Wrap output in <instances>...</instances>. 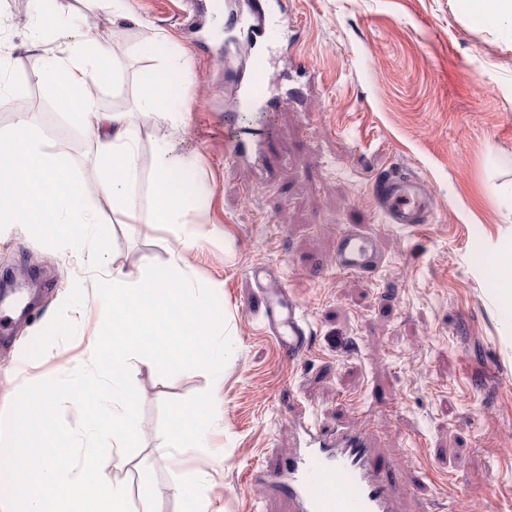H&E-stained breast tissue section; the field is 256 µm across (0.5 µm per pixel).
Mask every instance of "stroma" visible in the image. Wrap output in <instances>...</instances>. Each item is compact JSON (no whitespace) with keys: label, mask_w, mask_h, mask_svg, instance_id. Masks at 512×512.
I'll list each match as a JSON object with an SVG mask.
<instances>
[{"label":"stroma","mask_w":512,"mask_h":512,"mask_svg":"<svg viewBox=\"0 0 512 512\" xmlns=\"http://www.w3.org/2000/svg\"><path fill=\"white\" fill-rule=\"evenodd\" d=\"M61 2V30L95 20L119 66L114 81L93 88L103 107L132 108L160 67L179 88L173 103L184 123L139 124L141 207L161 139H181L197 156L205 194L184 225L106 222L51 237L0 224V278L36 282L38 292L33 314L8 320L11 339L0 343V415L24 385L89 364L104 306L83 262L88 248L104 247L109 266L124 269L178 255L225 315L224 418L207 431L210 454L162 463V403L208 390L211 377L165 379L132 365L141 444L103 468L127 486L135 512H183L176 487L196 469L206 473L211 512H288L287 499L249 473L281 468L299 448V404L334 429L370 424L402 487L399 512H446L452 498L473 512H512V329L486 271L512 241V33L476 25L461 0H287L288 33L270 68L277 100L250 125L263 149L233 164L225 126L242 120L220 63L223 34L190 50L181 0H124L131 18L116 24L88 0ZM33 14L32 0H0V44L12 48L0 66L11 99L0 135L26 109L48 152L97 200L90 132L58 110L56 91L32 78L34 60L17 48ZM160 36L166 54L140 53ZM400 170L421 181L435 223L386 226L372 185ZM349 224L376 240L383 263L373 275L334 271L337 235ZM257 268L281 281L307 323L295 362L264 330Z\"/></svg>","instance_id":"35a3bbf8"}]
</instances>
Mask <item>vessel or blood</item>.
Masks as SVG:
<instances>
[{"label":"vessel or blood","mask_w":512,"mask_h":512,"mask_svg":"<svg viewBox=\"0 0 512 512\" xmlns=\"http://www.w3.org/2000/svg\"><path fill=\"white\" fill-rule=\"evenodd\" d=\"M225 25L235 38L253 51L250 66H241L232 51H224V76L236 86V109L250 112L269 101L266 53L282 37L288 15L282 0H245L226 4ZM226 158L238 162L259 154L251 132L234 129L226 134ZM374 198L386 223L408 229L434 221V212L417 179L388 174L373 188ZM378 252L353 226H344L336 242L334 268L338 274L368 275L380 266ZM265 292L264 329L280 352L291 358L305 352L304 318L284 289L264 270L253 273ZM309 440L305 448L289 456L285 471H255V480L281 489L294 512H391L394 494L387 470L376 453L357 433L325 435L309 409L296 410Z\"/></svg>","instance_id":"b4317fda"}]
</instances>
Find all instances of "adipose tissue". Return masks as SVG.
<instances>
[{
    "label": "adipose tissue",
    "instance_id": "obj_1",
    "mask_svg": "<svg viewBox=\"0 0 512 512\" xmlns=\"http://www.w3.org/2000/svg\"><path fill=\"white\" fill-rule=\"evenodd\" d=\"M54 0H41L33 17L32 29L24 48L35 60L32 76L51 86H65L74 104L73 116L94 132L95 169L99 183V201L113 213L137 223L136 186L139 175V128L134 114L168 117L175 91L169 85L168 69L158 70L149 90L139 96L133 111L116 112L100 107L90 88L106 83L115 67L104 45L95 43L81 27L62 37L46 41L42 35L55 31L59 16ZM45 179H53L64 167L45 150L28 115H20L13 132L0 138V223L43 224L46 232L58 235L63 225L80 221L91 224L95 212L88 206L78 186L56 195L43 210H35L30 200L39 192L32 181V170ZM152 224H184L196 208L201 195L197 159L180 151L171 141L157 144L150 186Z\"/></svg>",
    "mask_w": 512,
    "mask_h": 512
}]
</instances>
